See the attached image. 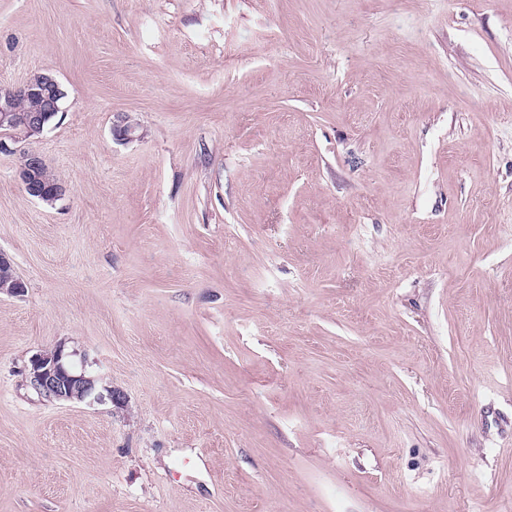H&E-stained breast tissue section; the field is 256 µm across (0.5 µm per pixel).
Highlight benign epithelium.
<instances>
[{
  "label": "benign epithelium",
  "mask_w": 512,
  "mask_h": 512,
  "mask_svg": "<svg viewBox=\"0 0 512 512\" xmlns=\"http://www.w3.org/2000/svg\"><path fill=\"white\" fill-rule=\"evenodd\" d=\"M67 97L62 84L49 73H37L15 87H0V153H12L11 145L30 144L41 137L52 120L62 112ZM112 136L118 141L142 137L140 127L124 117L112 126ZM48 165L34 150L20 153L18 178L28 198L48 205L63 199L67 189L47 177ZM26 285L17 277L10 258L0 251V292L19 296ZM76 352L60 341L52 348L33 355L26 380L48 400L63 403H83L98 398L102 378L76 366L71 357Z\"/></svg>",
  "instance_id": "1"
}]
</instances>
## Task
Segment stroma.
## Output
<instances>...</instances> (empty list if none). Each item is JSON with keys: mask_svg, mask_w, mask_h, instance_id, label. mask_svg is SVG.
I'll return each mask as SVG.
<instances>
[{"mask_svg": "<svg viewBox=\"0 0 512 512\" xmlns=\"http://www.w3.org/2000/svg\"><path fill=\"white\" fill-rule=\"evenodd\" d=\"M44 71L0 512H512V0H0ZM61 340L127 409L27 383ZM49 166L44 158L34 150H23L20 153L18 178L28 198L48 205L63 199L67 189L59 182H52L47 177Z\"/></svg>", "mask_w": 512, "mask_h": 512, "instance_id": "obj_1", "label": "stroma"}]
</instances>
